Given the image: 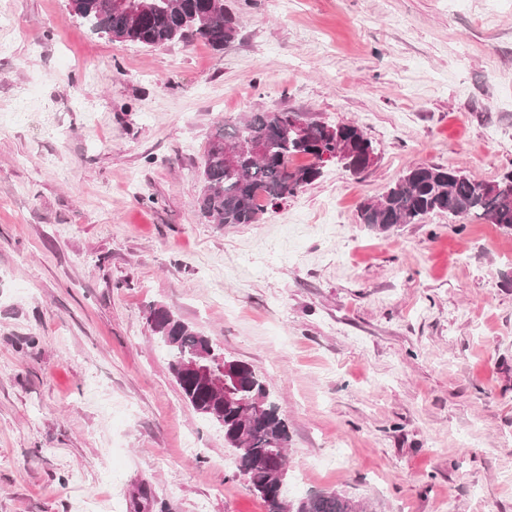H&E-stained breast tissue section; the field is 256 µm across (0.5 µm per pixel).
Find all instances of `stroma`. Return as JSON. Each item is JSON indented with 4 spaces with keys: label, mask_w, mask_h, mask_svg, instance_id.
<instances>
[{
    "label": "stroma",
    "mask_w": 512,
    "mask_h": 512,
    "mask_svg": "<svg viewBox=\"0 0 512 512\" xmlns=\"http://www.w3.org/2000/svg\"><path fill=\"white\" fill-rule=\"evenodd\" d=\"M225 3L216 50L0 0V512H266L158 306L264 380L290 497L512 512V230L358 221L412 164L512 170V0ZM258 107L357 122L377 160L213 224L208 137Z\"/></svg>",
    "instance_id": "35a3bbf8"
}]
</instances>
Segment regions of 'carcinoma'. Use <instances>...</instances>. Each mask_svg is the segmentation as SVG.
Returning <instances> with one entry per match:
<instances>
[{
  "instance_id": "cac0c4a2",
  "label": "carcinoma",
  "mask_w": 512,
  "mask_h": 512,
  "mask_svg": "<svg viewBox=\"0 0 512 512\" xmlns=\"http://www.w3.org/2000/svg\"><path fill=\"white\" fill-rule=\"evenodd\" d=\"M92 31L115 42L147 47L198 38L220 49L236 36V22L224 0H157L158 8L135 14L112 7V0H72ZM294 113L259 109L242 120L216 126L201 162L200 213L215 224H255L267 207L295 195L321 176L325 158L343 165L359 164L360 144L369 142L354 123L310 122L293 127ZM261 146L262 154L254 152ZM234 155L228 166L226 153ZM311 159L292 165L295 158ZM474 217L512 230V172L491 182L478 181L459 167L419 164L407 168L381 194L359 207V223L385 233L398 224H419L428 215ZM148 321L156 336L171 337L169 369L194 411L220 426L224 442L237 452L240 466L266 512H365L361 503L335 491L291 499L273 471L286 465L288 426L270 400L265 382L245 362L235 368L234 396L218 403L204 386L181 376L183 356L222 355L212 339L159 306ZM259 401L262 410L249 412L242 401Z\"/></svg>"
}]
</instances>
